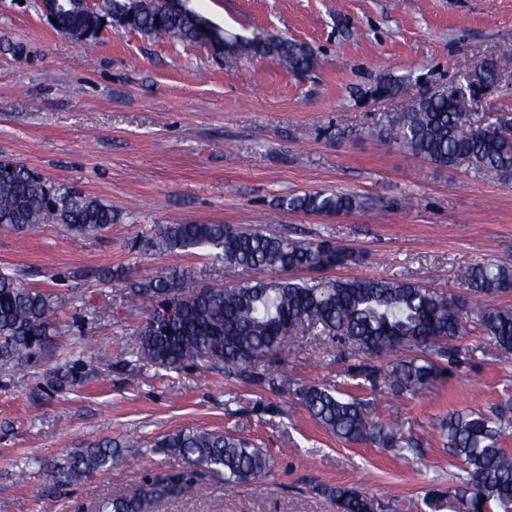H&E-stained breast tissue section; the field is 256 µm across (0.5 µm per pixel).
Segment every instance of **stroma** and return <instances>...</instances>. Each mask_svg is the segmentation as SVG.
<instances>
[{"label":"stroma","mask_w":512,"mask_h":512,"mask_svg":"<svg viewBox=\"0 0 512 512\" xmlns=\"http://www.w3.org/2000/svg\"><path fill=\"white\" fill-rule=\"evenodd\" d=\"M225 33L288 37L309 46L314 67L289 73L276 53L218 58L188 44L105 26L95 48L58 35L39 0H0V160L94 196L119 213L97 235L48 219L31 233L0 230V269L49 294L59 335L28 367L0 366V512H93L130 492L143 470L181 467L151 442L185 428L228 430L274 459L259 481L167 499L155 512H336L323 489L353 485L393 512H459L460 463L438 428L449 413L512 416V362L483 336V310L512 311V292L475 296L463 272L512 262V174L460 163L441 168L389 141L387 128L411 98L468 90L475 68L496 59L499 79L468 100L476 122L512 115V0H188ZM384 79L405 94L375 98ZM353 194L360 209L338 215L283 208L295 194ZM228 224L293 239H329L350 251L329 279L410 281L458 298L467 334L455 360L428 387L394 392L384 358L297 336L281 359L296 382L335 387L367 402L372 423L397 424L404 449L327 433L296 397L257 390L223 364L167 371L126 362L145 301L125 285L176 272L202 286L269 278L213 262L206 251H134L159 224ZM97 338L86 347L84 335ZM376 369L358 375L359 364ZM76 365L82 384L58 390L57 368ZM112 440L116 465L70 486L45 461Z\"/></svg>","instance_id":"obj_1"}]
</instances>
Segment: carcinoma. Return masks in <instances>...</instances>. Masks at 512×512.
Segmentation results:
<instances>
[{
	"label": "carcinoma",
	"instance_id": "obj_1",
	"mask_svg": "<svg viewBox=\"0 0 512 512\" xmlns=\"http://www.w3.org/2000/svg\"><path fill=\"white\" fill-rule=\"evenodd\" d=\"M169 0H102L100 18L125 15L133 31L154 39L198 44L201 34L189 8L181 16L169 11ZM87 18L81 12L63 14L54 28L81 43L91 44ZM222 50L255 55L275 51L289 71L312 68L315 57L305 44L278 39L224 38ZM395 142L415 157L440 167L469 161L485 171H512V117L501 115L475 126L470 113L445 89L415 99L399 113L390 128ZM12 171L0 178V229L31 232L49 216L69 230L93 235L119 220L112 206L83 192L55 185L28 166L0 160ZM288 209L304 213L340 214L360 207L349 194L305 192L289 198ZM132 248L164 253L205 249L227 266L273 273L306 270L319 272L341 267L352 254L330 240L314 245L260 230H240L227 224H162L134 241ZM465 284L474 295L512 288V264L478 263L467 270ZM128 294L151 304L139 328L136 346L123 354L148 360L166 370H180L206 358L222 362L229 374L256 387L286 388L292 382L288 367L270 371L288 337L304 326L333 336L358 355L397 357L410 347L427 350V356L392 363L394 386L415 390L438 376L432 356L450 358L448 342L466 330L454 297L408 281L382 278L247 280L233 287H200L192 279L172 273L127 283ZM53 310L49 295L23 286L16 275L0 269V365H29L54 343ZM484 335L497 348L512 355V313L487 310L481 315ZM74 366L58 370L63 390L79 383ZM295 395L308 414L326 431L346 443L367 438L394 443L385 426L369 428L367 405L316 383L297 386ZM502 419L482 413H452L443 422L449 452L462 464L454 494L466 512H490L496 505L512 508V453L499 447ZM152 452L179 456L177 470L141 474L129 495L100 500L95 512H153L169 498L192 497L211 479L232 490L267 474L273 459L252 443L230 433L180 430L154 441ZM122 459L121 444L97 443L46 463L52 477L70 485ZM337 512H378L381 504L366 491L340 484L327 488Z\"/></svg>",
	"mask_w": 512,
	"mask_h": 512
}]
</instances>
